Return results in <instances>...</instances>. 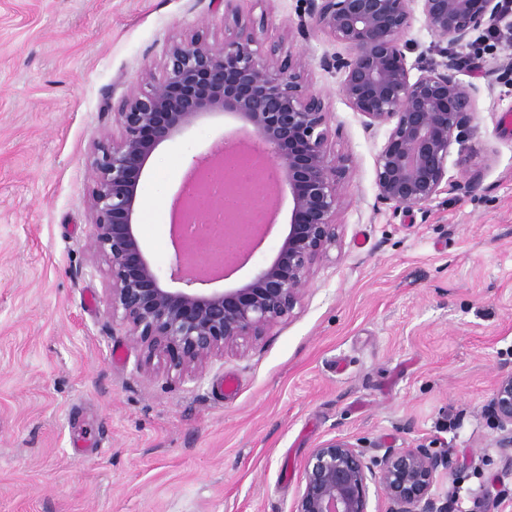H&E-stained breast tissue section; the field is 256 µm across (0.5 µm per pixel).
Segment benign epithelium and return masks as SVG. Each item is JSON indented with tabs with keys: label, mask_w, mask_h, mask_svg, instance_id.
Listing matches in <instances>:
<instances>
[{
	"label": "benign epithelium",
	"mask_w": 512,
	"mask_h": 512,
	"mask_svg": "<svg viewBox=\"0 0 512 512\" xmlns=\"http://www.w3.org/2000/svg\"><path fill=\"white\" fill-rule=\"evenodd\" d=\"M235 0H212L232 14L222 40L193 33L166 50L161 76L148 69L144 87L131 91L113 113L112 139L91 162L88 208L90 247L108 266V306L128 328L146 360L158 358L179 379L200 377L227 353H243L290 317L315 266L336 246L339 217L348 205L347 159L336 155L329 107L305 77L303 55L281 44L262 47L255 21L238 14ZM419 4L430 33L463 49L476 31L503 17V0H305L309 27L349 49L322 66L342 74L340 92L374 129L389 126L375 157L376 201L395 211L421 209L453 186L448 182L452 144L476 111L477 87L457 77V59L426 63L411 77L403 41ZM231 114L252 127L254 141L279 188H288V233L275 258L245 284L222 291L189 274L195 254L175 245L169 280L147 257L134 217L146 164L162 143L208 114ZM246 213L227 217L225 233L252 253ZM179 283L172 288L169 283ZM483 414L493 420L504 470H512V372L495 380ZM454 469L451 452L384 449L366 458L349 437L314 448L291 512H369V485L388 503L386 512H448L450 495L437 491Z\"/></svg>",
	"instance_id": "obj_1"
}]
</instances>
